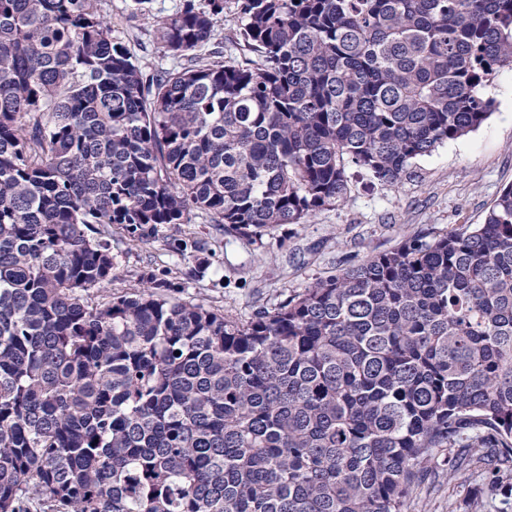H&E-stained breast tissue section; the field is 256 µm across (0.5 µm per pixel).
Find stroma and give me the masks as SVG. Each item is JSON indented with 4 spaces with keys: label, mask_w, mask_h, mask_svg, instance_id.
Returning <instances> with one entry per match:
<instances>
[{
    "label": "stroma",
    "mask_w": 512,
    "mask_h": 512,
    "mask_svg": "<svg viewBox=\"0 0 512 512\" xmlns=\"http://www.w3.org/2000/svg\"><path fill=\"white\" fill-rule=\"evenodd\" d=\"M103 9L112 17L115 36L146 70L172 66L151 23L129 17L127 0H105ZM484 93L494 101L491 116L476 131L416 159L398 186L352 174L345 203L317 212L307 223L282 225L260 241L227 234L205 215L193 216L177 233L161 228L138 245L130 244L126 230L113 227V291L139 288L141 274L151 270L179 282L182 298L246 320L257 306L274 305L413 236L432 238L482 223L500 192L512 185V70L501 69ZM193 240L212 248L202 275L195 274L185 247ZM475 497L485 499V512H496L478 478L470 475L451 484L441 476L417 489L409 512H465Z\"/></svg>",
    "instance_id": "stroma-1"
}]
</instances>
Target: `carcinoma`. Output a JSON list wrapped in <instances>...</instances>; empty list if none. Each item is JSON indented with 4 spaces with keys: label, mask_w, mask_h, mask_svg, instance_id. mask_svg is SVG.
Masks as SVG:
<instances>
[{
    "label": "carcinoma",
    "mask_w": 512,
    "mask_h": 512,
    "mask_svg": "<svg viewBox=\"0 0 512 512\" xmlns=\"http://www.w3.org/2000/svg\"><path fill=\"white\" fill-rule=\"evenodd\" d=\"M103 0H0V512H407L439 470L512 497V186L247 321L112 225L249 241L475 131L512 0H184L142 70ZM235 23L250 56L198 51Z\"/></svg>",
    "instance_id": "carcinoma-1"
}]
</instances>
